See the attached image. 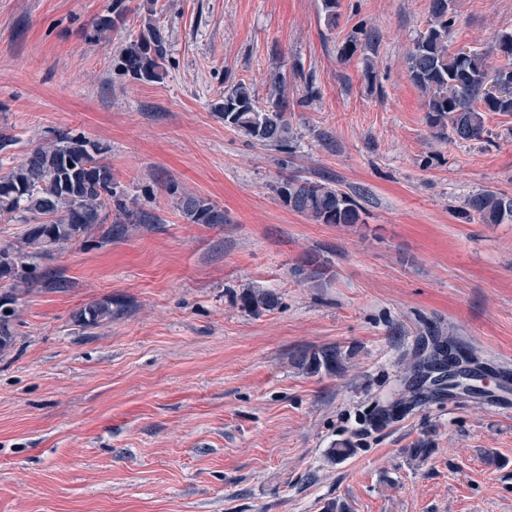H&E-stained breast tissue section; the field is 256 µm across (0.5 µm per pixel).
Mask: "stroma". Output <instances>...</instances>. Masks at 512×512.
<instances>
[{
  "instance_id": "stroma-1",
  "label": "stroma",
  "mask_w": 512,
  "mask_h": 512,
  "mask_svg": "<svg viewBox=\"0 0 512 512\" xmlns=\"http://www.w3.org/2000/svg\"><path fill=\"white\" fill-rule=\"evenodd\" d=\"M455 9L450 49L512 30V0ZM337 13L331 26L321 0H0V132L15 139L0 175L54 132H82L147 216L36 259L21 292L0 280L17 297L0 512H512V221L461 214L478 190L512 194V116L488 113L461 144L427 125L406 55L428 0H339ZM149 21L168 62L143 83L114 58ZM240 82L259 106L285 102L288 151L212 111ZM293 174L347 191L361 223L289 210L274 188ZM171 184L223 223H188ZM309 254L321 281L297 271ZM255 291L277 306L245 309ZM106 298L111 321L78 322ZM448 340L484 394H424L366 425L405 392L421 348ZM328 346L339 371L297 366ZM344 441L354 453L330 461Z\"/></svg>"
}]
</instances>
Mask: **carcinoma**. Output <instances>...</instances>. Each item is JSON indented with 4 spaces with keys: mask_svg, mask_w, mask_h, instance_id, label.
Instances as JSON below:
<instances>
[{
    "mask_svg": "<svg viewBox=\"0 0 512 512\" xmlns=\"http://www.w3.org/2000/svg\"><path fill=\"white\" fill-rule=\"evenodd\" d=\"M429 26L419 34L406 57L412 82L426 98V122L450 132L457 142L481 137L489 112L512 115V32L494 36L484 53L465 55L448 49V31L456 20L454 0H429ZM168 36L147 23L138 39L120 49L119 68L123 74L142 82H156L165 74ZM491 55L508 60L501 67L488 64ZM213 112L250 142L272 150L288 149V113L280 100L263 109L249 86L238 83L212 105ZM98 142L73 131L59 133L54 140L35 148L20 166L0 176V215L21 212L28 224L21 246L0 248V279L7 278L19 288L30 282L24 259L50 257L67 243L80 238L95 224H105L115 215L116 224H140L143 215L117 189L112 167L105 163ZM176 202L181 215L191 224H222L224 212L209 199L189 193ZM276 192L288 209L318 224L350 225L361 222V206L345 191L334 186L290 175L278 183ZM467 218L478 217L485 224L512 221V195L482 189L465 201ZM245 307L258 312L277 305L268 291L243 297ZM13 313L0 303V350L11 342L9 325ZM82 321L96 325L112 318V300L95 302L80 312ZM340 350L326 347L303 354L298 366L311 373L340 367ZM411 399H398L374 409L372 422L383 423Z\"/></svg>",
    "mask_w": 512,
    "mask_h": 512,
    "instance_id": "1",
    "label": "carcinoma"
}]
</instances>
